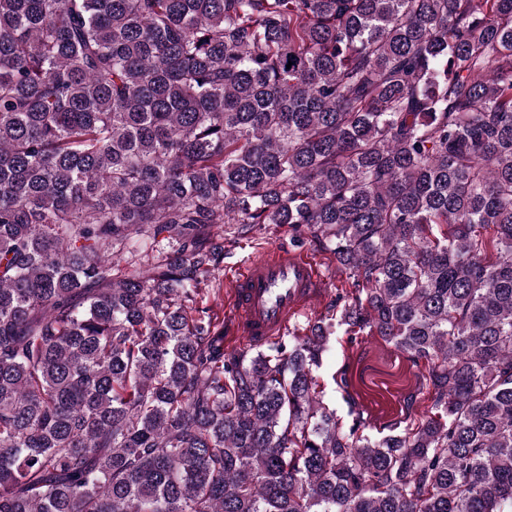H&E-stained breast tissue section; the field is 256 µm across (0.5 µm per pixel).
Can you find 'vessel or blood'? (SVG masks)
<instances>
[{
	"instance_id": "vessel-or-blood-1",
	"label": "vessel or blood",
	"mask_w": 512,
	"mask_h": 512,
	"mask_svg": "<svg viewBox=\"0 0 512 512\" xmlns=\"http://www.w3.org/2000/svg\"><path fill=\"white\" fill-rule=\"evenodd\" d=\"M326 285L317 261L303 251L261 254L231 283L229 335L250 345L287 335L296 316L321 304Z\"/></svg>"
}]
</instances>
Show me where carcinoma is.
<instances>
[{
    "label": "carcinoma",
    "mask_w": 512,
    "mask_h": 512,
    "mask_svg": "<svg viewBox=\"0 0 512 512\" xmlns=\"http://www.w3.org/2000/svg\"><path fill=\"white\" fill-rule=\"evenodd\" d=\"M215 224L348 289L226 352ZM0 512H512V0H0ZM351 337L344 329L330 336L328 352L317 372L324 401L336 409L341 420L346 424L351 422L345 392L340 386L344 370L349 381L348 390L366 409L364 418L368 426L365 434L378 437L388 433L387 429L382 431L383 426L400 418V410L405 409L411 396L417 397L416 417L422 416L427 410L425 406L430 405L421 400L422 394H418L427 375L424 363L414 365L406 355L378 336H356L358 341L353 345L350 344Z\"/></svg>",
    "instance_id": "carcinoma-1"
}]
</instances>
